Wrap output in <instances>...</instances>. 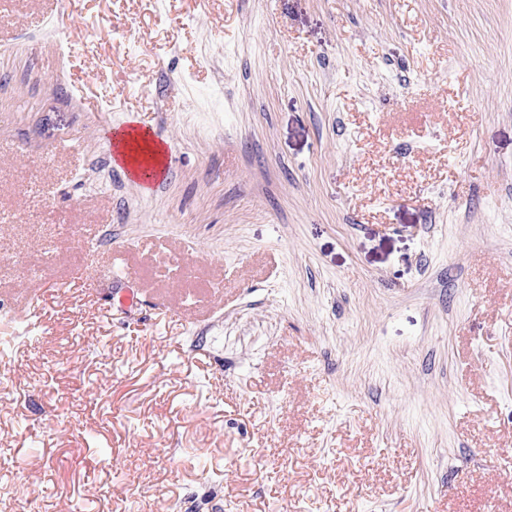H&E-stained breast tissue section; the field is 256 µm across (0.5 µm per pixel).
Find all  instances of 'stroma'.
Here are the masks:
<instances>
[{
    "instance_id": "obj_1",
    "label": "stroma",
    "mask_w": 512,
    "mask_h": 512,
    "mask_svg": "<svg viewBox=\"0 0 512 512\" xmlns=\"http://www.w3.org/2000/svg\"><path fill=\"white\" fill-rule=\"evenodd\" d=\"M1 256L10 512H512V0H0Z\"/></svg>"
}]
</instances>
